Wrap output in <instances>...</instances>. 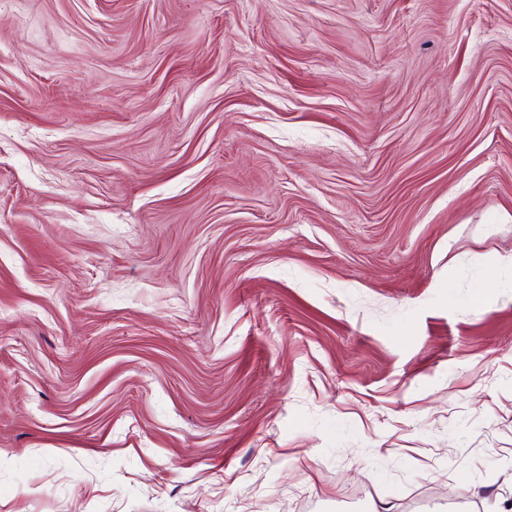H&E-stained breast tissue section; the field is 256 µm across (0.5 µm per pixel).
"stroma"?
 Returning a JSON list of instances; mask_svg holds the SVG:
<instances>
[{
    "label": "stroma",
    "mask_w": 512,
    "mask_h": 512,
    "mask_svg": "<svg viewBox=\"0 0 512 512\" xmlns=\"http://www.w3.org/2000/svg\"><path fill=\"white\" fill-rule=\"evenodd\" d=\"M512 0H0V512L512 507Z\"/></svg>",
    "instance_id": "1"
}]
</instances>
